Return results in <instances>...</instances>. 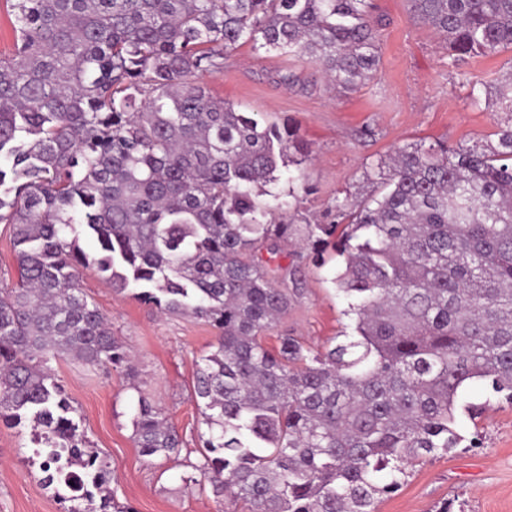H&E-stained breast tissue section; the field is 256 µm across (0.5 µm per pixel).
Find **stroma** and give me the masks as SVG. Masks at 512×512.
<instances>
[{
    "mask_svg": "<svg viewBox=\"0 0 512 512\" xmlns=\"http://www.w3.org/2000/svg\"><path fill=\"white\" fill-rule=\"evenodd\" d=\"M372 2L380 65L355 92L330 89L314 63L248 44L228 52L222 71L203 78L215 98L239 111L296 128L310 160L301 168L290 163L281 169L275 190L288 198L283 222L322 220L338 197L368 196L373 187L364 176L366 167L398 146L421 140L479 146L512 120V114L470 101L471 94H483L484 83L500 77L512 51L449 66L447 48L414 16L407 0ZM281 261L296 266L300 288L281 328L313 346L344 331L349 320L343 314L346 302L332 283L339 269L334 252L302 261L286 252ZM80 280L111 320L114 334L132 348L138 370L132 378L74 360L54 365L91 447L111 466L116 502L132 512H224V502L184 482L201 460L199 436L206 430L192 397L193 376L215 330L115 292L95 270H83ZM137 386L160 402L182 435L179 456L148 459L135 447ZM460 400L484 407L479 418L463 416L458 424L464 437H480L481 447H458L414 466L404 485L380 500L378 512H437L445 503L451 512H512V404L498 400L482 381L470 383ZM32 453L29 429L0 424V512H63L42 472L28 465Z\"/></svg>",
    "mask_w": 512,
    "mask_h": 512,
    "instance_id": "stroma-1",
    "label": "stroma"
}]
</instances>
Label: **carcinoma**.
Instances as JSON below:
<instances>
[{
  "instance_id": "obj_1",
  "label": "carcinoma",
  "mask_w": 512,
  "mask_h": 512,
  "mask_svg": "<svg viewBox=\"0 0 512 512\" xmlns=\"http://www.w3.org/2000/svg\"><path fill=\"white\" fill-rule=\"evenodd\" d=\"M0 57V224L17 280L0 281V421L29 425L66 512H108L111 470L52 363L134 372L80 273L216 330L193 393L203 479L249 512H376L410 467L459 447L461 391L512 404V126L482 148L405 144L365 171L373 194L324 224H272L266 187L296 132L202 81L243 43L303 56L353 91L380 63L371 0H6ZM448 65L512 48V0H409ZM509 70L488 102L512 112ZM267 195L272 201H263ZM332 247L350 331L312 347L288 331L281 244ZM98 244L94 253L82 246ZM133 441L169 459L183 439L138 393Z\"/></svg>"
}]
</instances>
